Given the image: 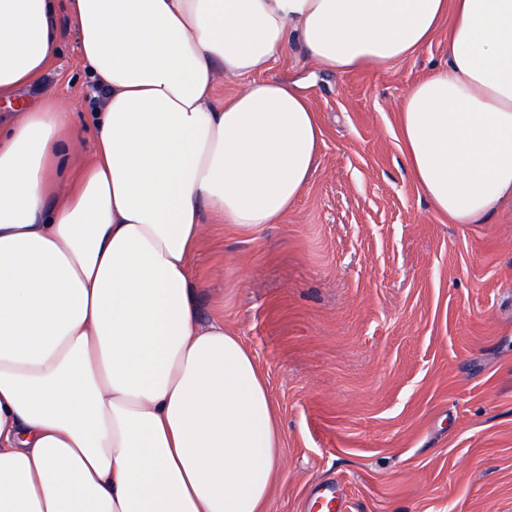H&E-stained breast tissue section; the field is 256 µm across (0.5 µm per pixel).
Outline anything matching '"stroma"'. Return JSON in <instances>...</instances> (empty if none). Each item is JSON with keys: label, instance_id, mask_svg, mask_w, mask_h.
Returning a JSON list of instances; mask_svg holds the SVG:
<instances>
[{"label": "stroma", "instance_id": "35a3bbf8", "mask_svg": "<svg viewBox=\"0 0 512 512\" xmlns=\"http://www.w3.org/2000/svg\"><path fill=\"white\" fill-rule=\"evenodd\" d=\"M448 59L438 37L382 70H323L300 46L267 70L307 86L318 167L279 223L209 224L203 320L260 367L282 437L266 512H512V209L452 224L417 189L398 105ZM63 25L33 102L89 91ZM22 97V98H23Z\"/></svg>", "mask_w": 512, "mask_h": 512}]
</instances>
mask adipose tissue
Wrapping results in <instances>:
<instances>
[{
	"instance_id": "obj_1",
	"label": "adipose tissue",
	"mask_w": 512,
	"mask_h": 512,
	"mask_svg": "<svg viewBox=\"0 0 512 512\" xmlns=\"http://www.w3.org/2000/svg\"><path fill=\"white\" fill-rule=\"evenodd\" d=\"M63 15L103 103L75 179L65 106L0 139V512H265L275 406L193 275L205 216L279 223L317 166L310 96L261 73L293 41L346 73L446 34L399 139L433 209L478 224L512 204V0H0V97L38 80ZM224 76L244 86L220 99Z\"/></svg>"
}]
</instances>
